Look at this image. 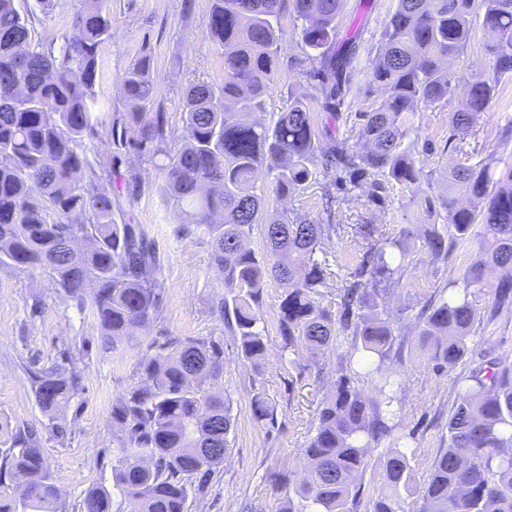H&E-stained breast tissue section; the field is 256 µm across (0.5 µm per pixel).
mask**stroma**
<instances>
[{"instance_id": "35a3bbf8", "label": "stroma", "mask_w": 512, "mask_h": 512, "mask_svg": "<svg viewBox=\"0 0 512 512\" xmlns=\"http://www.w3.org/2000/svg\"><path fill=\"white\" fill-rule=\"evenodd\" d=\"M397 0H345L342 25H363V42L352 66L368 94L357 97L349 111L371 110L383 90L372 87V70L383 23ZM80 0H57L49 9L36 0H17L19 11H31L37 41L69 32L71 18ZM211 0H107L112 14V40L103 55L102 77L95 95L103 111L124 112L128 106L120 90V77L143 51L154 58L155 101L165 112L172 143H180L183 129V97L195 83L224 81V58L210 42L208 22ZM490 34L480 19H473L469 45L464 54L449 58L448 67L459 78L452 101L422 108L410 118L412 134L430 140L435 149L421 158L426 174L419 189L395 188L385 208L370 209L365 196L348 205L350 223L372 213L386 231L401 225L422 223L426 200L447 194L446 173L466 162L459 151L449 150L452 116L466 92V79L480 74L495 76V63L484 50ZM300 30L291 19L283 21L277 70L267 86L266 106L255 121L272 123L286 108L291 92L301 89L319 95L309 77L310 63ZM478 133L488 146L481 155L495 169L512 166V79L499 80L497 96L480 115ZM143 185L135 204L114 218L120 224H141L153 237L161 258L158 272L166 294L160 315L138 331L132 346L118 352L104 350L100 333L89 309L68 300L52 277L40 270L19 271L0 264V443L16 430H38L40 446L53 479L61 491L66 512H81L86 490L111 485L113 448L112 402L138 379L137 360L151 341L167 337H207L224 346V372L217 391L230 400L236 419L231 453L219 472L203 487H191L187 512H274L278 492L273 474L300 475L304 450L315 433V413L336 377V363L344 348L331 350L324 359L321 377H297L282 354L278 335V307L282 287L268 280L262 306L268 351L261 367L241 357L234 336L217 311L223 296L221 279L210 264V245L203 229L183 231L181 218L166 203L162 180L149 165L141 164ZM462 249H455L448 262L432 261L425 251L413 255L412 266L396 288L391 302L394 327L403 336L401 372L403 413L396 435H412L426 457L448 445V411L452 403L453 378L432 369L427 353L409 328L415 316L432 299H439L449 282L462 271ZM89 351L79 354L81 344ZM73 352L72 371L80 388L62 415L69 433L58 439L54 420L42 412L34 394L30 373L59 362L64 352ZM512 355V310L499 313L478 330L462 372L479 367L487 358ZM263 392L273 403L280 425L266 434L252 415L251 398Z\"/></svg>"}]
</instances>
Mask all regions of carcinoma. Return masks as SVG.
Listing matches in <instances>:
<instances>
[{"label":"carcinoma","mask_w":512,"mask_h":512,"mask_svg":"<svg viewBox=\"0 0 512 512\" xmlns=\"http://www.w3.org/2000/svg\"><path fill=\"white\" fill-rule=\"evenodd\" d=\"M344 0H213L209 38L224 53V82L190 86L183 102V143L167 148L166 113L154 103V67L145 54L123 73L127 112H97L95 86L103 51L112 40V15L104 0H82L71 31L33 44L32 22L0 0V264L48 271L78 305L89 306L103 349L119 350L161 311L165 287L157 276L154 243L141 224H117L114 211L133 204L141 170L128 166L123 196L101 185L83 140L108 126L112 164L126 157L162 175V192L182 216V229L202 227L211 266L224 285L219 311L241 356L259 365L267 353L261 306L269 278L284 288L279 305L281 351L320 353L347 345L332 390L316 415L304 449L306 469L283 488L279 512H401L402 493L418 512H512V358L487 360L454 379L448 447L440 449L417 481L415 449L399 437L381 463V485L363 501L361 479L370 468L368 448L400 425L397 396L400 356L390 300L415 251L447 261L450 247L479 240L462 284L427 308L416 322L418 339L437 371L451 373L468 357L476 327L512 309V168L497 174L485 162L448 172V195L426 205L433 221L408 224L391 235L378 224L355 225L356 264L337 294L336 309L323 304L329 259L346 232L347 205L364 193L385 204L395 186L423 178L418 140L408 119L421 107L448 103L455 75L442 68L465 52L471 21L482 18L493 37L485 51L497 74H512V0H397L380 33L372 82L386 96L369 112L340 116L362 93L352 67L356 37L339 38ZM301 23L313 78L322 98L297 94L268 126L250 123L265 110V93L281 51V20ZM497 79L467 85L455 113L452 137L475 138L474 127L496 96ZM347 130L315 127L316 106ZM265 173L268 190L257 191ZM320 183L325 199L317 219L287 209L269 222L270 198L285 201ZM469 196L463 206L457 193ZM59 220L51 222L48 214ZM263 226V248L247 245ZM491 266L507 269L481 314L473 289L487 285ZM392 368L385 369L386 365ZM139 380L112 403L120 433L112 488H90L83 512H111V498L137 512H186L188 486L204 484L224 466L235 417L214 391L224 372V348L209 338L153 342L137 363ZM41 410L54 416L75 394L76 377L62 364L32 373ZM370 390H365V386ZM252 413L276 424L275 406L262 392ZM0 512H63L60 492L31 432L17 431L0 448Z\"/></svg>","instance_id":"obj_1"}]
</instances>
